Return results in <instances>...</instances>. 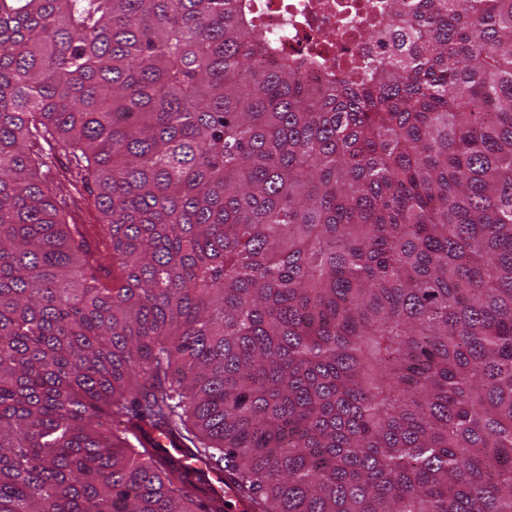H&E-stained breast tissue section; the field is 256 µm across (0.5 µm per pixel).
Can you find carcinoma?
I'll list each match as a JSON object with an SVG mask.
<instances>
[{
  "label": "carcinoma",
  "instance_id": "obj_1",
  "mask_svg": "<svg viewBox=\"0 0 512 512\" xmlns=\"http://www.w3.org/2000/svg\"><path fill=\"white\" fill-rule=\"evenodd\" d=\"M380 5L0 0V512H512V0ZM269 1L271 7L263 17L265 30L280 38L288 52L305 47L319 35L313 51L326 60L336 56L339 49L348 55L368 49L386 51L362 9L377 0H288L286 11L282 8L284 0ZM330 33L336 38H330ZM81 196L76 194L78 198L77 207L73 208L70 217H67L68 223L70 224H87L89 228L88 240L93 243L96 239L94 229L98 228L100 223V214L93 205V198L89 197V194L80 188ZM94 225V226H90ZM150 436L161 455L174 460L183 470L190 473L194 481L198 475L203 476L204 481L199 483V486L210 497L214 506H222L224 500L236 495L232 485L224 479V473L213 471L206 461L194 455L191 448H186L169 434L155 431Z\"/></svg>",
  "mask_w": 512,
  "mask_h": 512
}]
</instances>
